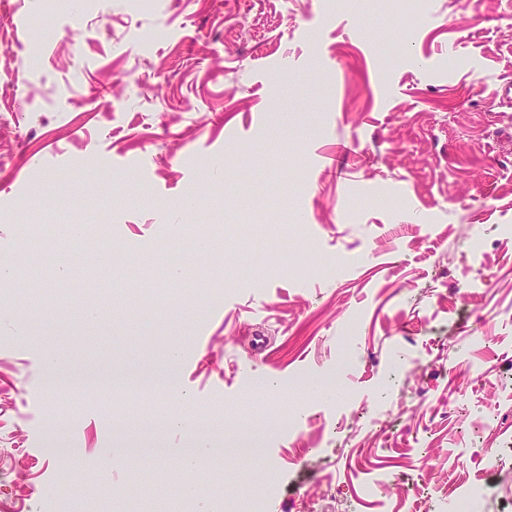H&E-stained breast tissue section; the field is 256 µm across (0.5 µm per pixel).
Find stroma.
Segmentation results:
<instances>
[{"label":"stroma","instance_id":"obj_1","mask_svg":"<svg viewBox=\"0 0 512 512\" xmlns=\"http://www.w3.org/2000/svg\"><path fill=\"white\" fill-rule=\"evenodd\" d=\"M509 83L512 0H0V498L134 488L149 459H102L134 421L220 448L282 414L150 498L221 512L270 475L264 512H363L364 463L393 472L371 512H450L462 477L512 512ZM34 213L98 227L43 281ZM174 226L211 250L171 262ZM147 367L183 427L74 385ZM224 455L230 453L236 457L243 458L259 451L260 443L256 438L249 435L239 436L237 439L228 441L224 437Z\"/></svg>","mask_w":512,"mask_h":512}]
</instances>
